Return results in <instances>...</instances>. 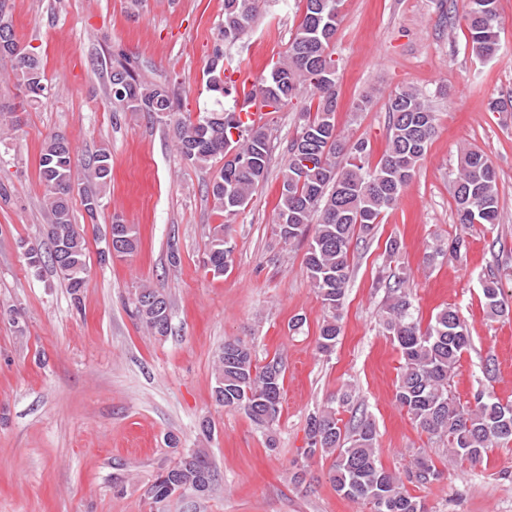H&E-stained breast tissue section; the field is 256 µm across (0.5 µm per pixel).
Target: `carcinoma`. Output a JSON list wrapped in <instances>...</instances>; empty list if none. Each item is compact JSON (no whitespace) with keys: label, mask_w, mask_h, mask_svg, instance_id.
Returning a JSON list of instances; mask_svg holds the SVG:
<instances>
[{"label":"carcinoma","mask_w":512,"mask_h":512,"mask_svg":"<svg viewBox=\"0 0 512 512\" xmlns=\"http://www.w3.org/2000/svg\"><path fill=\"white\" fill-rule=\"evenodd\" d=\"M260 0H224L221 39L233 42L250 27ZM342 0H303L302 14L286 56L268 78L245 98L261 97V106L275 101L282 106L311 92L303 123L288 146V159L278 195V235L292 243L313 232L304 264L325 309L317 338L318 350L332 351L341 333L339 325L351 278L350 251L353 239L370 235L393 208L416 173L428 143L435 135L437 115L423 94L412 88L389 95L388 148L375 167L366 159L367 144L351 142L338 132L334 115L338 107L340 76L333 59ZM460 21L464 23L475 56L492 60L501 55L497 0H468ZM8 57L17 80L19 97L35 103L45 96L36 92L47 79L41 60L20 44L0 0V58ZM223 54L215 51L207 74V88L220 97L237 90L225 75ZM112 80L120 81L121 93L112 103L122 112H145L160 118L179 109V100L167 84L139 78L127 61L112 66ZM174 136L182 155L197 165L217 157L224 164L211 185L214 206L229 220L245 208L264 178L269 140L262 126L242 120L235 111L207 109L194 119L175 122ZM40 178L45 188L43 230L50 244L63 246V264L55 272L77 297L87 279V243L83 229L72 223L71 198L74 159L62 135L45 141L40 157ZM82 205L90 218L102 207L103 192L112 179V156L100 150L84 169ZM456 223L463 227L494 224L499 217L497 175L477 149L463 147L454 188ZM225 225L213 228L205 266L221 276L232 261L224 236ZM109 232L120 238L118 256L132 254L138 245L134 227L120 216L112 217ZM482 293L490 316L506 311L503 289L495 277L482 281ZM170 301L161 291L143 287L136 294L134 311L145 327L159 336L170 329ZM381 324L397 345L401 363L395 397L426 433L448 443V455L471 462L481 460L494 445L512 443V405L489 393L480 394L473 408L452 397L451 375L462 353L470 346V331L458 310L446 307L432 322L421 327L404 281L397 279L381 316ZM217 405L244 412L260 425L279 417L284 386V363L274 358L263 366L253 359L249 346L238 340L224 341L214 361ZM354 396L349 390L313 413L307 421L309 452L321 450L335 456L331 481L344 496L370 503L383 499L388 512H426L421 501L403 490L401 477L383 468L376 454L377 430L373 421L360 418L347 426L338 418ZM217 470L203 449L182 455L147 490L148 499L162 503L176 491L205 495Z\"/></svg>","instance_id":"carcinoma-1"}]
</instances>
